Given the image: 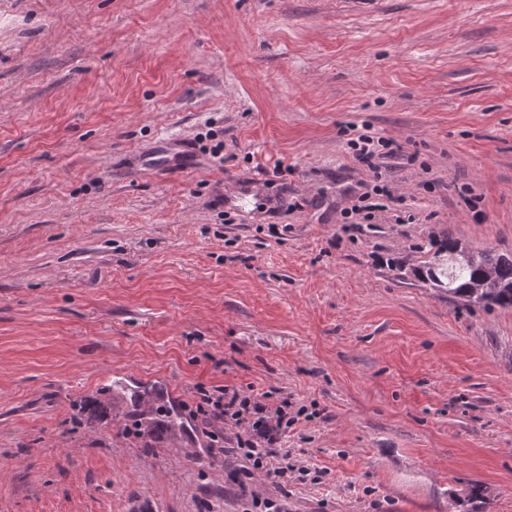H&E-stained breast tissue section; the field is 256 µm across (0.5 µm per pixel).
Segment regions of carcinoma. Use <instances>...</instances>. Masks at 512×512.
Returning a JSON list of instances; mask_svg holds the SVG:
<instances>
[{
  "label": "carcinoma",
  "instance_id": "obj_1",
  "mask_svg": "<svg viewBox=\"0 0 512 512\" xmlns=\"http://www.w3.org/2000/svg\"><path fill=\"white\" fill-rule=\"evenodd\" d=\"M448 256V263L430 262L419 270L421 278L448 294L486 308H512V255L493 249L472 251L450 237L435 256Z\"/></svg>",
  "mask_w": 512,
  "mask_h": 512
}]
</instances>
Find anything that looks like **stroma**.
Returning a JSON list of instances; mask_svg holds the SVG:
<instances>
[{
	"instance_id": "obj_1",
	"label": "stroma",
	"mask_w": 512,
	"mask_h": 512,
	"mask_svg": "<svg viewBox=\"0 0 512 512\" xmlns=\"http://www.w3.org/2000/svg\"><path fill=\"white\" fill-rule=\"evenodd\" d=\"M449 236L512 255V0H0V512H512V309L415 276ZM219 385L318 480L238 483Z\"/></svg>"
}]
</instances>
